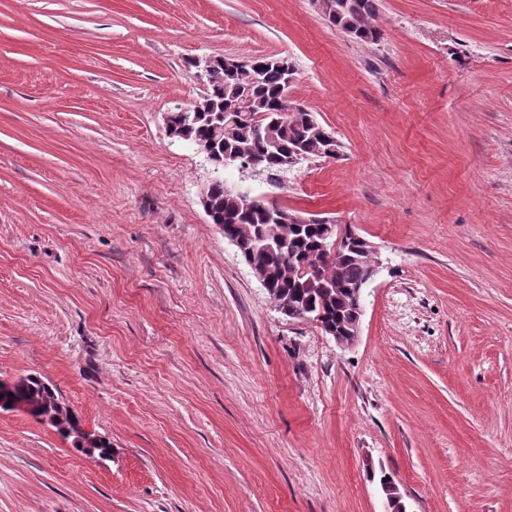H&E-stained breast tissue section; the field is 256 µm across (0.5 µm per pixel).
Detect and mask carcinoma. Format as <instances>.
I'll return each mask as SVG.
<instances>
[{"label": "carcinoma", "mask_w": 512, "mask_h": 512, "mask_svg": "<svg viewBox=\"0 0 512 512\" xmlns=\"http://www.w3.org/2000/svg\"><path fill=\"white\" fill-rule=\"evenodd\" d=\"M325 20L352 38L373 42L379 39L375 25V0H326ZM295 77L293 64L281 59H256L254 68L229 73L220 62L207 80V96L215 110L197 112L178 108L168 113L169 136L196 148L211 147L215 154L241 153L253 162L250 179L264 177L280 181L288 175L284 161L299 151L308 158H337L341 145L303 104L287 100L283 88ZM238 110L243 126L225 130L221 108ZM213 209L212 223L224 228V235L248 240L251 255L267 274L266 292L281 305L290 300L295 311L312 319L321 330L346 322L353 304L350 289L363 276L357 254L344 248L331 249L336 224L323 220L314 224L287 225L277 222L273 206L254 196H241L226 190L223 173L215 172L209 183ZM294 265L320 266L321 278L311 282L294 275ZM54 390L35 376L25 377L10 391L0 393V410L17 403L28 405L26 413L45 421Z\"/></svg>", "instance_id": "cac0c4a2"}]
</instances>
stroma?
<instances>
[{"label": "stroma", "instance_id": "obj_1", "mask_svg": "<svg viewBox=\"0 0 512 512\" xmlns=\"http://www.w3.org/2000/svg\"><path fill=\"white\" fill-rule=\"evenodd\" d=\"M0 0V378L40 377L99 459L0 411V512H512V0ZM285 57L342 144L254 196L380 268L341 346L281 314L200 203L167 113L193 58ZM376 12L375 0H327L324 17L329 25L352 38L373 42L380 37L375 25Z\"/></svg>", "mask_w": 512, "mask_h": 512}]
</instances>
